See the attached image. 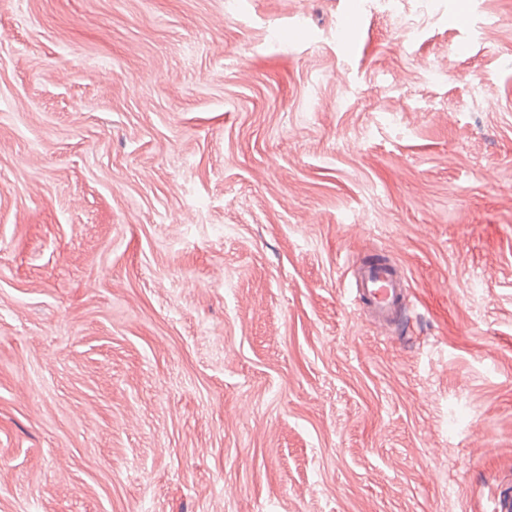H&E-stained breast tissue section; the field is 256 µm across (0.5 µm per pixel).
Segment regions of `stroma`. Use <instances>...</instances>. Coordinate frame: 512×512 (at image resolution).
<instances>
[{
	"instance_id": "obj_1",
	"label": "stroma",
	"mask_w": 512,
	"mask_h": 512,
	"mask_svg": "<svg viewBox=\"0 0 512 512\" xmlns=\"http://www.w3.org/2000/svg\"><path fill=\"white\" fill-rule=\"evenodd\" d=\"M351 11L0 0V512H490L512 0ZM354 303L367 312L380 333H401L409 316V283L388 261L364 262L356 273Z\"/></svg>"
}]
</instances>
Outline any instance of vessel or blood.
<instances>
[{
  "label": "vessel or blood",
  "mask_w": 512,
  "mask_h": 512,
  "mask_svg": "<svg viewBox=\"0 0 512 512\" xmlns=\"http://www.w3.org/2000/svg\"><path fill=\"white\" fill-rule=\"evenodd\" d=\"M355 304L367 312L379 332H400L410 312L409 283L389 262L363 263L356 273Z\"/></svg>",
  "instance_id": "vessel-or-blood-1"
}]
</instances>
